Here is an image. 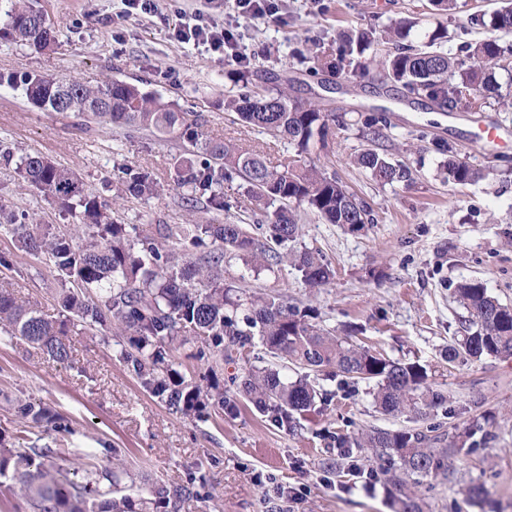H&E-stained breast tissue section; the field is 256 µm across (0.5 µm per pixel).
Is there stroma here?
Returning <instances> with one entry per match:
<instances>
[{"label": "stroma", "instance_id": "stroma-1", "mask_svg": "<svg viewBox=\"0 0 512 512\" xmlns=\"http://www.w3.org/2000/svg\"><path fill=\"white\" fill-rule=\"evenodd\" d=\"M258 19L239 13L234 0H187V12L202 10L214 25L230 30L236 51L249 59L253 82L275 77L291 99L318 102L340 113L326 146L311 156L350 192L367 202L374 221L358 232L327 224L299 211L297 248L319 250L335 272L325 288H305L288 265L250 270L241 259L227 260L225 278H237L253 292L277 291L291 303L319 308L327 327L403 362H417L447 401L427 415H382L366 384L342 378L323 380L333 398L301 417L287 432L240 401L235 416L194 422L145 392L101 336L72 331V364L53 362L17 341H0V394L41 401L69 416L73 433L64 438L19 423L0 401V433L24 445L57 443L69 460L122 449L139 472L140 494L156 479L183 483L203 478L200 496L181 512H394L383 482L366 485L365 471L377 469L371 455L339 458L332 434L353 435L379 428L413 431L436 427L444 447L453 449L444 473L425 478L422 512H512V358L448 361L465 310L454 300L455 285L482 280L502 303L512 305V56L495 77L499 96L479 112L440 109L424 95L384 82L377 74H313L310 56L367 27L384 29L400 17L417 19L414 44L444 25L445 45L457 54L486 31L471 25L490 17L507 0H458L456 10L437 9L431 0H272ZM156 12L120 15L116 0H38L56 38L37 51L0 38V72L75 78L96 86L117 78L136 83L201 113L209 135L257 146L271 160L285 154L283 142L234 123L224 112V94L234 89L237 65L229 51L179 43V18L166 0ZM385 122L368 126V119ZM496 127L501 143L488 142L483 128ZM0 141L16 150L39 151L75 169L87 187L113 200L124 224H221L234 217L264 221L239 176L224 183V211L187 204V189L151 199L114 201L112 181L119 169L140 166L164 174L182 143L137 127H87L74 117L44 112L28 103L21 89L0 86ZM478 169L470 185L445 181V154L438 144ZM373 149L408 168L406 181L381 185L353 164ZM0 205L28 214L41 224L65 222L57 207L37 196L11 168L0 166ZM19 272L0 268V284L20 296L36 297L55 313L57 284L48 267L24 258ZM89 367V376L79 373ZM487 491L483 502L470 486Z\"/></svg>", "mask_w": 512, "mask_h": 512}]
</instances>
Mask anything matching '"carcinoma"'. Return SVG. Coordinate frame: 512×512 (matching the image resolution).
Listing matches in <instances>:
<instances>
[{
	"label": "carcinoma",
	"mask_w": 512,
	"mask_h": 512,
	"mask_svg": "<svg viewBox=\"0 0 512 512\" xmlns=\"http://www.w3.org/2000/svg\"><path fill=\"white\" fill-rule=\"evenodd\" d=\"M3 35L38 48L41 33L51 28L44 12L32 0H6ZM491 34L468 47L460 59L437 47L447 30H435L422 49L408 41L415 22L401 19L379 32L358 31L339 46L312 55V72L338 75L346 70L368 72L379 68L387 81L409 92L424 94L441 109L478 110L498 85L495 69L511 49L495 32L512 31V7L496 11L490 21L470 18ZM19 85L25 96L35 91L39 108L64 112L86 121L115 127L151 129L162 136L186 141L191 156L176 160L168 179L148 168H121L117 196L142 199L164 195L169 187H188L194 201L203 200L215 211L224 210V180L241 176L251 197L279 203L265 212L258 225L275 247L253 237L242 218L224 224H160L147 232L137 224L112 217L108 202L91 192L71 168L38 152L16 153L0 144V162L15 172L37 194L67 212L72 222L60 230L37 224L0 206V233L10 236L14 249L0 251V267L18 269L17 257L26 255L46 265L61 288L56 297L58 316L40 304L19 297L0 285V335L39 349L49 359H71L67 336L76 328L115 340L116 357L140 387L169 410L197 421L212 415H235L238 397L247 398L256 411L288 431L301 416L326 403L333 393L316 386L311 376L341 374L352 383L373 385L375 407L384 414H421L446 402L428 382L418 363L393 360L366 346L338 336L312 307L299 308L281 294L252 293L224 282V261L239 257L247 265L287 262L301 274L308 288H322L333 277L323 256L291 248L300 233L292 206L308 209L330 224H346L359 231L373 218L369 206L334 176L316 164L299 165L282 156L274 165L260 150L243 149L228 140L211 138L205 120L183 112L174 103L142 86L110 79L89 86L73 79H48L39 74L0 73V85ZM224 111L236 114L247 127L279 138L297 154L325 143L335 115L315 103L291 100L284 89L275 91L243 84L224 97ZM446 171L453 184H472L480 173L457 159L451 147ZM354 163L380 184L408 177L405 169L368 149ZM454 298L467 316L460 336L448 348V360H479L484 356L512 357V306L501 303L475 279L454 288ZM203 340L191 357L208 365L205 383L174 368V353L192 339ZM261 345L271 363L251 365L230 378L218 368L234 362ZM299 371L288 379V368ZM20 422L43 425L56 433L71 430L61 412L26 398L15 399ZM435 438L424 431L370 429L339 441L343 455L370 453L379 461L384 482L400 493V512H421L410 486L445 468L455 448H433ZM106 464L94 461L77 468L62 464L61 451L49 445L8 448L0 434V479L10 481L20 504L16 512H180L182 503L199 495L196 478L183 484L155 481L148 497L125 492L123 480L135 484V473L117 448H103Z\"/></svg>",
	"instance_id": "obj_1"
}]
</instances>
